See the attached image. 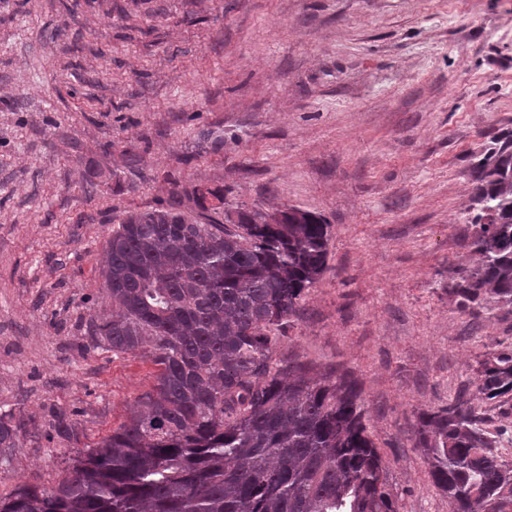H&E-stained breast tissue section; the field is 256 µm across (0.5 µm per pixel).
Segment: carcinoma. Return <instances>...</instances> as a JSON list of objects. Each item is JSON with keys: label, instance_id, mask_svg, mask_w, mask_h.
<instances>
[{"label": "carcinoma", "instance_id": "cac0c4a2", "mask_svg": "<svg viewBox=\"0 0 512 512\" xmlns=\"http://www.w3.org/2000/svg\"><path fill=\"white\" fill-rule=\"evenodd\" d=\"M468 217L475 266L448 285L459 307L512 306V134L473 163ZM174 186L127 215L100 275L111 308L89 324L96 347L149 358L155 383L126 421L87 447L51 487L19 484L0 512H399L364 421L358 382L278 363L281 334L327 268L329 225L291 209H234L224 191ZM476 397L512 400V349L479 362ZM463 398L423 414L415 447L452 512H512V460ZM61 436H77L64 411ZM25 424L0 415V456Z\"/></svg>", "mask_w": 512, "mask_h": 512}]
</instances>
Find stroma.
I'll return each mask as SVG.
<instances>
[{"label": "stroma", "mask_w": 512, "mask_h": 512, "mask_svg": "<svg viewBox=\"0 0 512 512\" xmlns=\"http://www.w3.org/2000/svg\"><path fill=\"white\" fill-rule=\"evenodd\" d=\"M510 132L512 0H0V412L28 429L0 494L53 486L152 387L86 326L114 223L175 177L327 221L275 357L357 379L400 512H448L422 412L466 394L512 458V416L475 398L512 307L448 293L476 263L473 160Z\"/></svg>", "instance_id": "1"}]
</instances>
